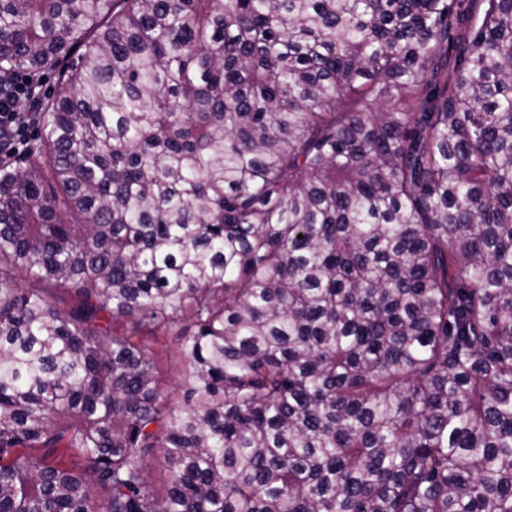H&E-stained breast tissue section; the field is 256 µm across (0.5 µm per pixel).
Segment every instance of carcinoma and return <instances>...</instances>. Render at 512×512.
<instances>
[{"label": "carcinoma", "instance_id": "cac0c4a2", "mask_svg": "<svg viewBox=\"0 0 512 512\" xmlns=\"http://www.w3.org/2000/svg\"><path fill=\"white\" fill-rule=\"evenodd\" d=\"M20 71L0 512H512V0H0Z\"/></svg>", "mask_w": 512, "mask_h": 512}]
</instances>
